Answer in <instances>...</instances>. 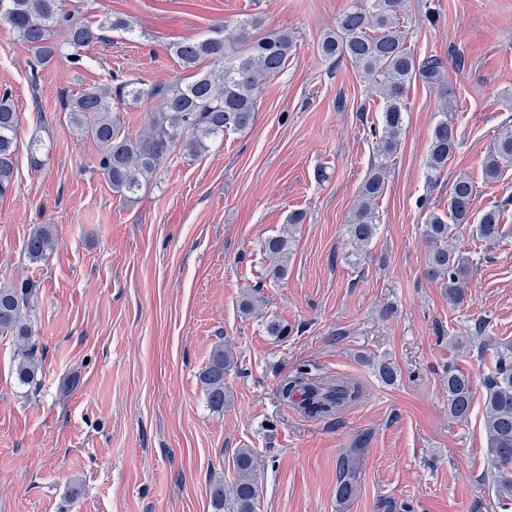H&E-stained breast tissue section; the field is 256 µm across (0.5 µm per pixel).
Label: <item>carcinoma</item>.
<instances>
[{
    "label": "carcinoma",
    "instance_id": "cac0c4a2",
    "mask_svg": "<svg viewBox=\"0 0 512 512\" xmlns=\"http://www.w3.org/2000/svg\"><path fill=\"white\" fill-rule=\"evenodd\" d=\"M403 7L404 0H351L336 19V29L326 33L319 45L321 57L349 61L384 100L381 129L372 131L382 143L380 161L359 187L346 224L349 242L357 250L367 248L376 235L375 202L385 190V159L396 151L405 129L406 92L416 80L429 85L439 83L445 70L441 58L431 55L420 60L407 45L400 22ZM0 17L31 54L34 70L49 66L59 53V31L66 34L67 43L74 49L73 63L80 64L82 56L77 50L103 40L102 32L131 30L122 17L106 16L96 25L85 23L66 9V0H7ZM258 26V18L248 17L232 24L220 23L203 38L171 43L169 50L182 70L189 73L187 77L152 85L117 78L110 90H87L63 100L62 111L69 114L78 133L97 144L96 169L119 199H136L176 150L198 156L207 150V141L224 134V130H244L253 123L263 84L284 69L296 47V38L288 30L251 37L250 31ZM204 61L210 62L206 70L201 69ZM144 100L155 102V106L141 128L132 133L115 111ZM19 132L18 113L5 91L0 95V196L14 183ZM458 140L454 123L446 118L436 123L424 163L429 181H437L448 166ZM49 152L50 147L41 138L33 137L28 147L30 168L44 167ZM510 165L512 134L508 133L493 142L482 164L483 176L487 181L496 180ZM476 195L474 181L461 175L450 186L447 210L436 212L429 208V200L421 201L430 243L424 273L448 288V300L454 304L463 300L473 268L458 252L456 242L461 229L473 223L475 239L498 241L502 237L503 209L512 203L510 197L477 217ZM303 220L302 213H290L287 224L261 243V250L273 262L270 274L274 281L288 275L292 247ZM53 248L54 227L50 224L37 226L24 243L34 263L45 260ZM35 296L36 288L28 279L0 285V337L12 339L15 375L24 385L38 384L42 369L39 343L25 317ZM495 356V369L485 383L483 396L484 430L488 477L506 512L512 508V346L495 347ZM236 367L231 342L216 345L198 376L212 410L222 412L231 401L225 378ZM445 383L448 414L456 421L466 420L475 396L471 377L450 365ZM280 393L305 416L318 418L350 407L360 398L361 387L350 378L315 374L303 365L281 385ZM368 442L369 436H359L339 459L336 503L340 509L357 493L360 460ZM253 461L252 449H238L233 459L235 478L212 483L210 497L215 512H255L259 491L253 479Z\"/></svg>",
    "mask_w": 512,
    "mask_h": 512
}]
</instances>
